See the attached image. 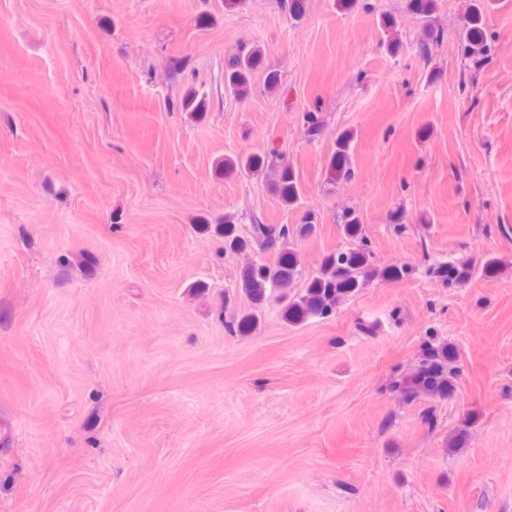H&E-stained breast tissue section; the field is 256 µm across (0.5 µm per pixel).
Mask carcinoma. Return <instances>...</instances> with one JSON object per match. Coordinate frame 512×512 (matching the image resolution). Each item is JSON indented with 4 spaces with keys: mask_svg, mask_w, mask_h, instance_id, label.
<instances>
[{
    "mask_svg": "<svg viewBox=\"0 0 512 512\" xmlns=\"http://www.w3.org/2000/svg\"><path fill=\"white\" fill-rule=\"evenodd\" d=\"M491 0H474L462 27L461 53L467 66L477 69L483 66L491 55V39L485 27L484 13ZM444 31L435 29L426 23L423 29L422 52L428 54L432 48L443 41ZM261 50L256 47H242L232 55L224 74L225 88L232 94L244 97L252 87L253 77L261 67ZM181 109L193 116L207 111L205 95L190 89L181 101ZM353 135L342 131L336 138L333 151L325 173L329 180L337 182L351 177L350 156ZM275 155L270 150L267 155H249L247 157L226 156L218 162L226 175L250 177L268 165L269 158ZM277 199L285 205L295 204L300 197V184L297 173L290 167H283L274 183ZM316 218L307 214L302 224L294 229L288 226L275 228L271 225H254L255 238L250 239L237 232L236 225L226 221L214 226V234L224 239V251L243 253L253 244L278 246L279 254L269 263H252L241 273V289L254 304L262 303L275 290H283L281 298L286 300L283 315L288 322L298 324L310 317L329 318L336 312V306L347 296L355 292L372 278L384 280L401 279L407 275L404 265H388L377 268L372 265V254L361 215L354 209L343 215L341 231L349 246L326 255L306 288L293 297H287L288 289L296 275L297 258L295 252L287 247L290 237L298 234L307 236L314 231ZM498 262L487 259L482 266L477 264H440L433 269L439 280L449 284L465 283L473 278L478 270L492 272ZM254 314L245 313L233 317L235 332L247 336L256 327ZM462 362L454 345L447 341H429L423 345L416 366L408 373L394 375L389 388L398 393L401 399L412 404L420 401H446L455 395L457 383L462 375Z\"/></svg>",
    "mask_w": 512,
    "mask_h": 512,
    "instance_id": "carcinoma-1",
    "label": "carcinoma"
}]
</instances>
